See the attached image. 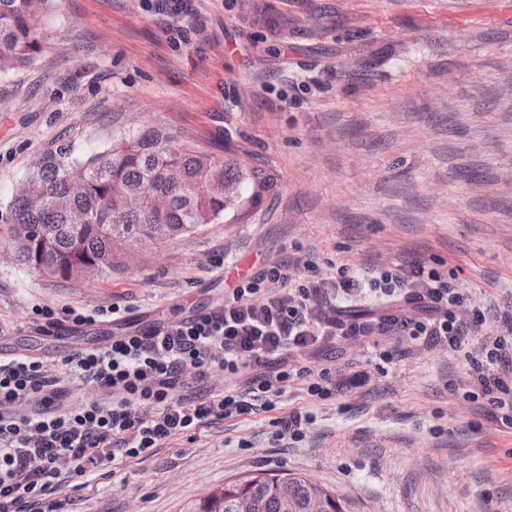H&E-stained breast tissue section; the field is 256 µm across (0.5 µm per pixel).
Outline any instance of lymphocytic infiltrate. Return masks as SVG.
<instances>
[{"label": "lymphocytic infiltrate", "instance_id": "obj_1", "mask_svg": "<svg viewBox=\"0 0 512 512\" xmlns=\"http://www.w3.org/2000/svg\"><path fill=\"white\" fill-rule=\"evenodd\" d=\"M286 277L285 264L264 266L238 281L223 306L127 332L68 358L69 375L108 393L104 403L69 407L66 387L46 376L41 361L0 358V512H71L64 489L72 475H94L120 457H148L214 417L273 409L288 380L305 373L290 363L289 351L401 333L468 355L474 329L484 321L477 307L458 318L454 309L464 304L463 294L420 263L370 277L340 266L331 296L312 278L277 291ZM355 297L397 303L401 310L361 322L345 308ZM479 343L482 356L471 358V377L512 429V341L496 336ZM246 360L258 370L253 384L269 395L263 406L230 393L187 395V369L201 382L212 365L234 374Z\"/></svg>", "mask_w": 512, "mask_h": 512}]
</instances>
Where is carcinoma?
<instances>
[{
    "instance_id": "obj_1",
    "label": "carcinoma",
    "mask_w": 512,
    "mask_h": 512,
    "mask_svg": "<svg viewBox=\"0 0 512 512\" xmlns=\"http://www.w3.org/2000/svg\"><path fill=\"white\" fill-rule=\"evenodd\" d=\"M53 0H0V72L29 64L42 49L40 20ZM265 169L234 157L216 161L177 146L157 131L134 130L81 159L48 156L21 183L13 200L8 241L16 260L51 278H93L123 266L126 247L157 245L240 212L273 187ZM253 477L242 489L220 490L187 512H281L274 482ZM304 506L309 479L291 478Z\"/></svg>"
}]
</instances>
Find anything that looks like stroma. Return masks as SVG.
<instances>
[{
    "label": "stroma",
    "instance_id": "stroma-1",
    "mask_svg": "<svg viewBox=\"0 0 512 512\" xmlns=\"http://www.w3.org/2000/svg\"><path fill=\"white\" fill-rule=\"evenodd\" d=\"M43 48L0 73V228L39 159L83 158L136 128L262 165L274 188L236 220L65 281L0 244V355L66 373L76 352L223 305L239 273L275 262L397 272L421 262L480 305L478 336L512 312V0H54ZM120 306L113 320L111 306ZM95 314L72 332L44 310ZM294 354L276 408L214 418L148 459L73 476V512H180L225 480L305 476L355 512H512V429L467 360L408 336ZM251 363L212 367L195 395H248ZM310 419L279 439L273 419Z\"/></svg>",
    "mask_w": 512,
    "mask_h": 512
}]
</instances>
